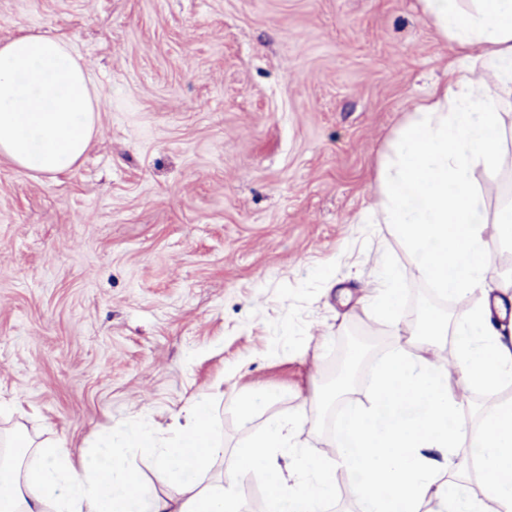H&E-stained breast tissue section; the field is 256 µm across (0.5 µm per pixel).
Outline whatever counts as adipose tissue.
I'll return each mask as SVG.
<instances>
[{
	"label": "adipose tissue",
	"mask_w": 512,
	"mask_h": 512,
	"mask_svg": "<svg viewBox=\"0 0 512 512\" xmlns=\"http://www.w3.org/2000/svg\"><path fill=\"white\" fill-rule=\"evenodd\" d=\"M423 15L456 46L482 45L479 57H459L448 81L417 103L397 134L380 173V200L363 223L392 225L415 267L441 297L480 293L481 302L452 318L427 310L420 327L393 349L374 380L370 405L346 404L336 416L335 461L305 458L285 477L277 455L294 446L298 423L271 421L236 449L230 474L160 495L142 484L121 454L74 456L65 441L15 435V452H0V512H241L238 487L266 476L267 512H317L336 496L334 468L351 475L359 512H512V335L503 333L506 307L486 283L490 253L512 238V208L493 222L472 182L478 165L501 152L500 108L512 100V0H419ZM496 74L494 83L474 77ZM108 101L64 40L24 34L0 41V156L36 175L76 167ZM451 338L459 378L495 398L477 429L447 370L434 359ZM171 430L176 446L152 441L142 424L113 430L128 449H151L157 477L168 483L208 472L222 459L210 403H190ZM476 448V461L459 455ZM476 469L482 496L464 492Z\"/></svg>",
	"instance_id": "adipose-tissue-1"
}]
</instances>
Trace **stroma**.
<instances>
[{"mask_svg": "<svg viewBox=\"0 0 512 512\" xmlns=\"http://www.w3.org/2000/svg\"><path fill=\"white\" fill-rule=\"evenodd\" d=\"M23 30L63 37L111 102L73 170L0 160V405L79 455L131 422L167 436L204 397L225 455L286 415L320 455L316 394L350 332L366 404L420 301L450 310L391 225L359 218L457 47L418 0H0V40ZM500 119L501 158L472 174L490 218L511 104ZM383 262L404 272L390 324L365 301ZM259 389L277 398L242 425Z\"/></svg>", "mask_w": 512, "mask_h": 512, "instance_id": "stroma-1", "label": "stroma"}]
</instances>
